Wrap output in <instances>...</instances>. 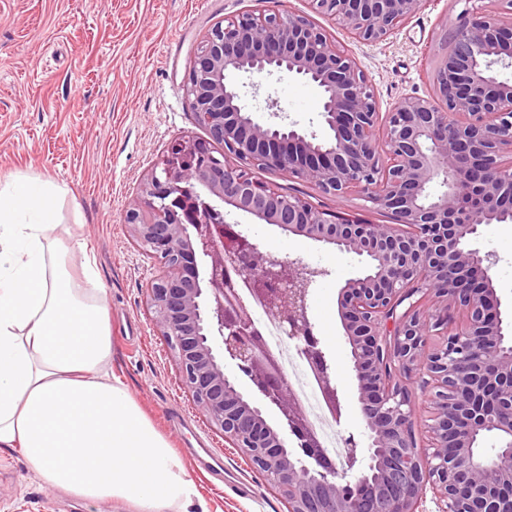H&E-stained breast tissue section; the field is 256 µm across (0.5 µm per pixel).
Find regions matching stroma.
<instances>
[{
    "label": "stroma",
    "instance_id": "obj_1",
    "mask_svg": "<svg viewBox=\"0 0 512 512\" xmlns=\"http://www.w3.org/2000/svg\"><path fill=\"white\" fill-rule=\"evenodd\" d=\"M254 0H0V173L52 178L68 189L60 220L85 239L95 258L112 320L110 372L120 379L157 429L171 441L200 494L187 512H287L237 449L206 420L185 392L174 352L150 324L144 303L157 273L154 259L134 244L125 212L168 144L205 137L184 98L196 45L215 23L254 9ZM496 14L499 0H432L387 40L363 44L324 17L328 29L368 77L381 110L431 87L428 40L468 8ZM243 100L258 121L293 123L322 132L321 96L296 77L239 75ZM276 100L272 116L267 100ZM256 179L324 210L344 209L376 224L389 216L361 194L338 199L309 182L254 170ZM235 221L274 257L324 269L308 295V315L336 374L340 438L367 446L350 346L338 312L344 282L364 264L310 239L282 232L250 215ZM480 247L504 317L512 316V223L482 229ZM203 441L223 458L216 479L191 464L188 450ZM0 512H113L42 488L18 451L0 449Z\"/></svg>",
    "mask_w": 512,
    "mask_h": 512
}]
</instances>
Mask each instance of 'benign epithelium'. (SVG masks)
<instances>
[{"label":"benign epithelium","instance_id":"benign-epithelium-1","mask_svg":"<svg viewBox=\"0 0 512 512\" xmlns=\"http://www.w3.org/2000/svg\"><path fill=\"white\" fill-rule=\"evenodd\" d=\"M308 2L368 44L432 0ZM503 2L506 21L465 10L452 30L432 32L433 95L405 97L384 114L355 58L309 16L252 10L213 25L184 84L208 138L172 141L125 213L132 241L159 269L145 303L184 388L288 512H419L429 490L440 512H512V325L479 247L482 226L512 223V81L497 71L512 67V0ZM233 71L313 83L325 135L256 121ZM251 167L339 198L360 193L391 223L319 209L253 179ZM196 191L364 261V274L341 288L339 316L369 445L363 456L348 437L345 468L322 448L250 313L265 308L340 419L336 378L308 316L323 272L270 256L215 205L196 209ZM430 336L443 341L430 347ZM226 359L277 409L278 425L226 374ZM414 373L432 390L425 456L405 387ZM487 434L500 442L492 458L477 450ZM358 464L364 470L348 478Z\"/></svg>","mask_w":512,"mask_h":512}]
</instances>
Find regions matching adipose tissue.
I'll list each match as a JSON object with an SVG mask.
<instances>
[{
  "instance_id": "adipose-tissue-1",
  "label": "adipose tissue",
  "mask_w": 512,
  "mask_h": 512,
  "mask_svg": "<svg viewBox=\"0 0 512 512\" xmlns=\"http://www.w3.org/2000/svg\"><path fill=\"white\" fill-rule=\"evenodd\" d=\"M65 195L49 177L0 173V448L19 450L41 484L70 498L173 512L194 482L108 374L107 299L94 258L62 241Z\"/></svg>"
}]
</instances>
